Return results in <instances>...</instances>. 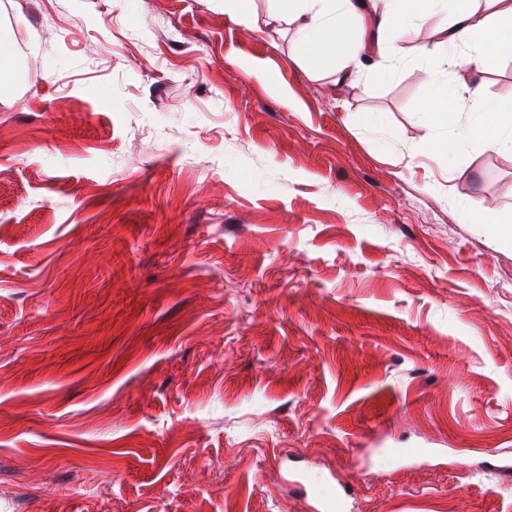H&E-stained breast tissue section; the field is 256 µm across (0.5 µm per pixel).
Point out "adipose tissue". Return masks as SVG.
I'll return each mask as SVG.
<instances>
[{"label": "adipose tissue", "mask_w": 512, "mask_h": 512, "mask_svg": "<svg viewBox=\"0 0 512 512\" xmlns=\"http://www.w3.org/2000/svg\"><path fill=\"white\" fill-rule=\"evenodd\" d=\"M273 17L298 22L295 47L314 68L335 66L337 83L396 60L390 30L435 25L441 38L423 47L426 96L416 110L428 121L458 128L491 149L512 150V108L486 107L459 122L448 108V72H479L512 54V0H272Z\"/></svg>", "instance_id": "obj_1"}]
</instances>
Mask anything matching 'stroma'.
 Listing matches in <instances>:
<instances>
[{
    "instance_id": "35a3bbf8",
    "label": "stroma",
    "mask_w": 512,
    "mask_h": 512,
    "mask_svg": "<svg viewBox=\"0 0 512 512\" xmlns=\"http://www.w3.org/2000/svg\"><path fill=\"white\" fill-rule=\"evenodd\" d=\"M251 7L0 0V512H512V152Z\"/></svg>"
}]
</instances>
